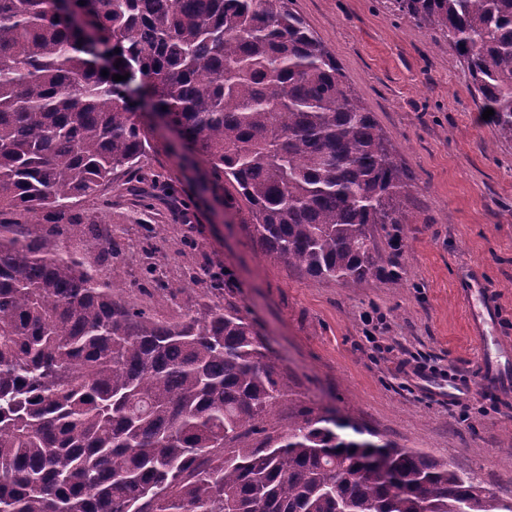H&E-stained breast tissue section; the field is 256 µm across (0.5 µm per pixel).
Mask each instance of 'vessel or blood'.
<instances>
[{"label":"vessel or blood","mask_w":512,"mask_h":512,"mask_svg":"<svg viewBox=\"0 0 512 512\" xmlns=\"http://www.w3.org/2000/svg\"><path fill=\"white\" fill-rule=\"evenodd\" d=\"M466 296L470 325L483 345L478 379L489 394L507 396L512 393V343L497 334L496 302L477 277L469 280Z\"/></svg>","instance_id":"b4317fda"}]
</instances>
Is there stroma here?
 Here are the masks:
<instances>
[{
  "label": "stroma",
  "mask_w": 512,
  "mask_h": 512,
  "mask_svg": "<svg viewBox=\"0 0 512 512\" xmlns=\"http://www.w3.org/2000/svg\"><path fill=\"white\" fill-rule=\"evenodd\" d=\"M396 148L414 191L400 279L315 281L256 246L206 166L152 123L136 172L106 190L109 248L124 299L177 317L235 302L266 339L292 392L262 423L286 433L294 411L336 417L448 462L512 502V401L451 402L423 376H473L482 345L464 293L490 288L512 337V142L483 119L468 72L439 34L390 0H290Z\"/></svg>",
  "instance_id": "35a3bbf8"
}]
</instances>
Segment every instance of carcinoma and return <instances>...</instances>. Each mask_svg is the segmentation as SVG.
<instances>
[{
  "instance_id": "carcinoma-1",
  "label": "carcinoma",
  "mask_w": 512,
  "mask_h": 512,
  "mask_svg": "<svg viewBox=\"0 0 512 512\" xmlns=\"http://www.w3.org/2000/svg\"><path fill=\"white\" fill-rule=\"evenodd\" d=\"M391 2L512 142V0ZM131 84L264 253L316 281L399 277L376 234L400 245L407 174L286 0H0V512H512L337 418L254 442L285 386L254 324L230 300L167 320L119 296L88 261L112 265V229L80 203L108 209L149 149Z\"/></svg>"
}]
</instances>
